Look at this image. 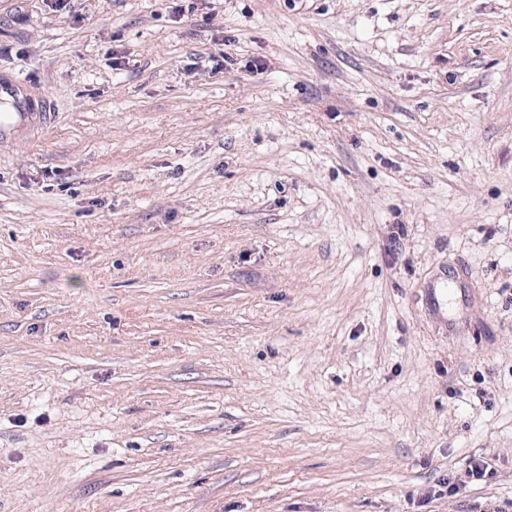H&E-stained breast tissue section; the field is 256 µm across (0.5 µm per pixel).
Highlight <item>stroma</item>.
Returning a JSON list of instances; mask_svg holds the SVG:
<instances>
[{"label":"stroma","instance_id":"35a3bbf8","mask_svg":"<svg viewBox=\"0 0 512 512\" xmlns=\"http://www.w3.org/2000/svg\"><path fill=\"white\" fill-rule=\"evenodd\" d=\"M5 76L0 512H512V0H0ZM0 103H8L11 109L0 113V143L9 140L19 129L42 126L50 113L36 112V102L26 94L20 81L0 82Z\"/></svg>","mask_w":512,"mask_h":512}]
</instances>
